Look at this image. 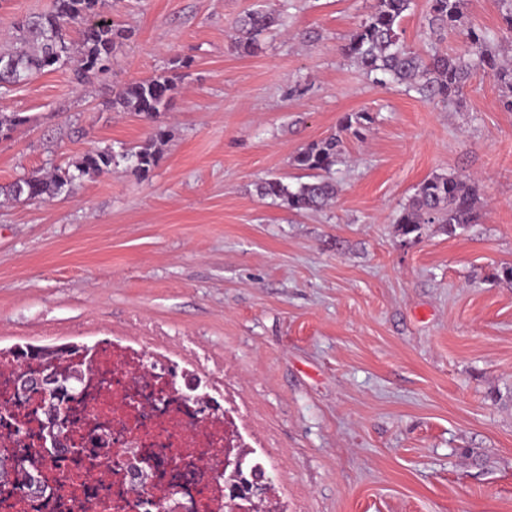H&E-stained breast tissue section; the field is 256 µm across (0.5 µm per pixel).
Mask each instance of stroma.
<instances>
[{
    "label": "stroma",
    "instance_id": "1",
    "mask_svg": "<svg viewBox=\"0 0 512 512\" xmlns=\"http://www.w3.org/2000/svg\"><path fill=\"white\" fill-rule=\"evenodd\" d=\"M55 0H0V48L14 22ZM287 6L257 54L235 52L256 5ZM372 0H101L132 31L85 87L64 66L35 75L1 112L0 186L87 151L144 143L150 124L113 108L118 89L188 60L158 123L157 164L73 185L45 201L0 194V349L161 344L174 367L201 359L236 400L265 456L280 512H512V112L476 70L462 108L372 83L341 54ZM426 0L403 19L407 43L436 40ZM318 31L305 44L302 33ZM339 192L291 212L257 181H304L302 147L349 113ZM435 174L479 187L478 219L404 242L396 216Z\"/></svg>",
    "mask_w": 512,
    "mask_h": 512
}]
</instances>
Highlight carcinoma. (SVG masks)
Returning a JSON list of instances; mask_svg holds the SVG:
<instances>
[{
	"instance_id": "carcinoma-1",
	"label": "carcinoma",
	"mask_w": 512,
	"mask_h": 512,
	"mask_svg": "<svg viewBox=\"0 0 512 512\" xmlns=\"http://www.w3.org/2000/svg\"><path fill=\"white\" fill-rule=\"evenodd\" d=\"M99 0H55L49 15L32 14L16 23L19 47L0 51V90L29 81L33 76L66 62H77L73 80L86 84L108 71L112 50L131 31L106 20L97 22ZM465 0H429L426 22L430 33L442 37L448 32L465 31L471 52L450 56L434 52L423 55L405 42L401 21L414 7V0H373L371 10L342 45L343 55L364 74L381 84H396L415 91L428 102L456 105L460 102L466 82L473 70L480 67L502 89L503 108L512 112V62L500 59L488 33L468 26L464 12ZM284 25V11L263 6L249 11L240 21L233 48L241 53L255 54L261 49L259 37ZM78 30V37L71 31ZM177 76L157 75L131 82L116 93L112 107L132 112L153 121L168 108L177 89ZM367 112H354L343 117L339 132L313 142L292 157V165L307 172L308 181L294 188L277 178L265 179L256 185L262 198L301 212L321 209L338 193L333 168L344 152L343 134L355 137L371 123ZM167 138V131L157 125L141 145L116 154L112 148H97L79 160L49 175H32L11 183L7 195L18 201H38L68 190L77 180H93L125 164L136 172H147L156 163L157 144ZM478 185L452 174H437L424 180L396 217L399 235L406 242H416L428 224H438L444 232L471 224L477 217ZM82 348L69 346L53 350L56 388L41 397L49 410L63 409L66 397L61 392L75 390L72 371L61 365L64 355L78 353Z\"/></svg>"
}]
</instances>
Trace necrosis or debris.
Segmentation results:
<instances>
[{
  "instance_id": "necrosis-or-debris-1",
  "label": "necrosis or debris",
  "mask_w": 512,
  "mask_h": 512,
  "mask_svg": "<svg viewBox=\"0 0 512 512\" xmlns=\"http://www.w3.org/2000/svg\"><path fill=\"white\" fill-rule=\"evenodd\" d=\"M82 373L68 404L72 449L62 452L41 429L38 396L18 397L32 360L0 357V455L36 456L42 496L8 484L0 512H143V502L173 498L179 512H257L224 479V451L246 447L233 406L215 405L198 421L199 402L180 386L163 354L115 337L69 356Z\"/></svg>"
}]
</instances>
